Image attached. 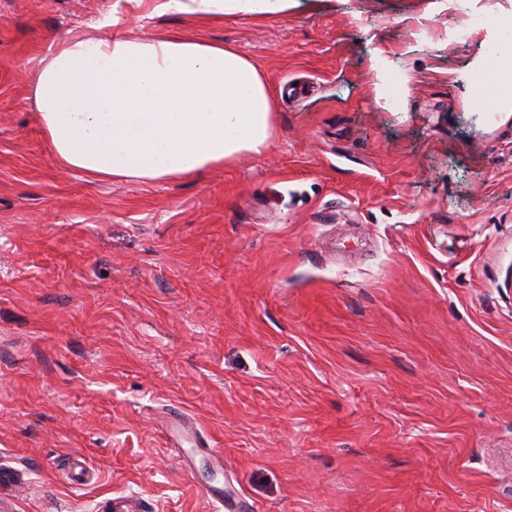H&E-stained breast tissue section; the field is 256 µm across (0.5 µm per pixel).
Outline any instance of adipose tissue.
<instances>
[{
	"label": "adipose tissue",
	"instance_id": "obj_1",
	"mask_svg": "<svg viewBox=\"0 0 512 512\" xmlns=\"http://www.w3.org/2000/svg\"><path fill=\"white\" fill-rule=\"evenodd\" d=\"M299 0H161L208 16L285 13ZM67 33L41 61L30 98L59 165L97 180L176 179L266 149L273 96L257 66L230 47L176 34ZM471 96L512 112V54L460 73Z\"/></svg>",
	"mask_w": 512,
	"mask_h": 512
}]
</instances>
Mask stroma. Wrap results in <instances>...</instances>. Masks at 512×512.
Returning a JSON list of instances; mask_svg holds the SVG:
<instances>
[{"mask_svg":"<svg viewBox=\"0 0 512 512\" xmlns=\"http://www.w3.org/2000/svg\"><path fill=\"white\" fill-rule=\"evenodd\" d=\"M158 2L113 35L248 56L262 154L61 168L28 88L114 0H0V512H512V116L458 81L512 0ZM190 2L192 5L183 0H167L161 2L157 10L189 11L208 16L234 13L262 16L285 13L299 4V0H191Z\"/></svg>","mask_w":512,"mask_h":512,"instance_id":"35a3bbf8","label":"stroma"}]
</instances>
